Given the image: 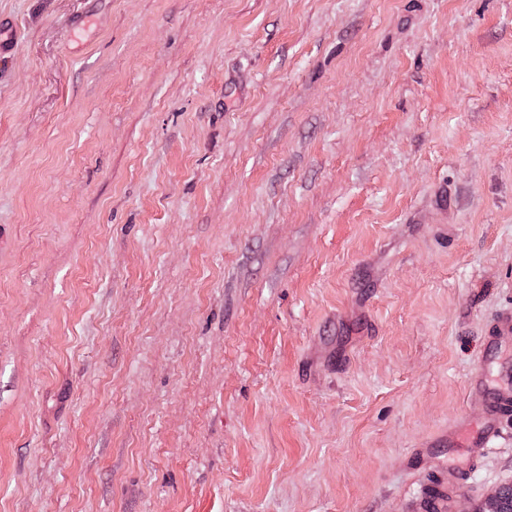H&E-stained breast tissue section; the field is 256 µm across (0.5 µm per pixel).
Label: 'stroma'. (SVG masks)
<instances>
[{
    "mask_svg": "<svg viewBox=\"0 0 512 512\" xmlns=\"http://www.w3.org/2000/svg\"><path fill=\"white\" fill-rule=\"evenodd\" d=\"M0 512H418L512 486V0H0ZM512 403V390L510 388L498 392L494 398V404L486 410L482 420L480 433L470 443V458L480 455L485 448L487 440L498 432V419L502 411L508 410ZM464 467H455L448 469V477L437 487L433 495L429 496L425 503L424 510H433L431 512H450L457 491L463 484L465 476Z\"/></svg>",
    "mask_w": 512,
    "mask_h": 512,
    "instance_id": "1",
    "label": "stroma"
}]
</instances>
